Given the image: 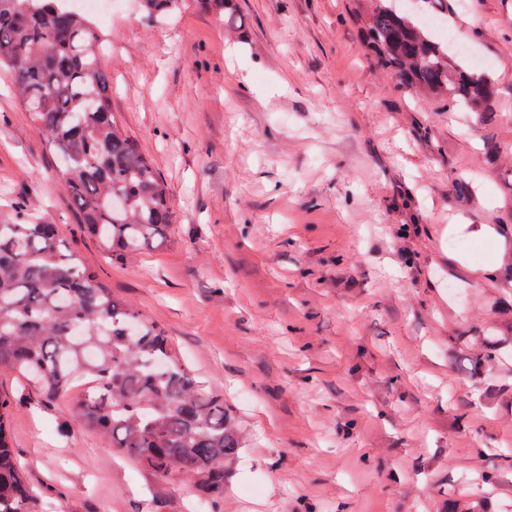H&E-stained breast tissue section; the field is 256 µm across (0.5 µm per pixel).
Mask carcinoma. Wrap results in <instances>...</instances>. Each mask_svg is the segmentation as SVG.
Instances as JSON below:
<instances>
[{"mask_svg": "<svg viewBox=\"0 0 512 512\" xmlns=\"http://www.w3.org/2000/svg\"><path fill=\"white\" fill-rule=\"evenodd\" d=\"M184 0H139L148 20L177 12ZM248 34L236 0H195ZM448 21V0H364L356 21L362 47L413 97L443 109L492 117L502 93L495 70L477 69L450 50L425 21ZM102 36L62 0H0V67L27 98L33 129L57 156L56 179L75 223L109 259L124 261L169 242L171 188L112 113V79L101 64ZM478 372L495 364L512 336L498 331L473 342ZM0 371L33 383L48 401L85 377L93 386L76 404L86 428L112 439L156 482L189 479L204 512H222L242 436L224 394L205 389L167 335L102 285L98 271L70 251L55 224L22 214L0 224ZM12 408L0 393V512H46L21 472L8 435ZM512 477V448L485 479ZM449 512H494L487 501H452Z\"/></svg>", "mask_w": 512, "mask_h": 512, "instance_id": "carcinoma-1", "label": "carcinoma"}]
</instances>
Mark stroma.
Here are the masks:
<instances>
[{
	"label": "stroma",
	"instance_id": "stroma-1",
	"mask_svg": "<svg viewBox=\"0 0 512 512\" xmlns=\"http://www.w3.org/2000/svg\"><path fill=\"white\" fill-rule=\"evenodd\" d=\"M238 4L245 45L194 0L151 22L122 0L95 21L112 110L174 194L166 248L102 257L5 69L0 224L22 206L58 225L223 391L248 435L223 512H445L473 495L512 512V492L482 480L512 448V354L477 378L456 341L512 324V0H448L449 30L473 34L507 89L484 124L415 101L368 59L356 0ZM0 391L14 454L55 512H189L181 477L155 484L78 424L80 389L47 402L2 374Z\"/></svg>",
	"mask_w": 512,
	"mask_h": 512
}]
</instances>
